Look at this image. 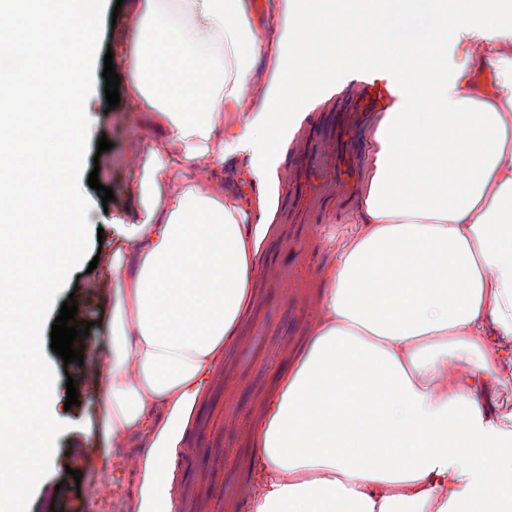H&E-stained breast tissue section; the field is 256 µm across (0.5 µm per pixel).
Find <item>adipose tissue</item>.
Masks as SVG:
<instances>
[{"mask_svg":"<svg viewBox=\"0 0 512 512\" xmlns=\"http://www.w3.org/2000/svg\"><path fill=\"white\" fill-rule=\"evenodd\" d=\"M510 11L285 0L264 25L251 0H133L125 95L160 137L137 150L131 217L112 220L111 355L85 435L103 468L149 436L136 512L178 510L181 439L280 231L282 134L303 119L289 103L369 61L400 96L374 129L354 230L316 276L318 321L263 401L250 512H512V412L496 403L512 386ZM476 32L480 50L449 73L433 45ZM246 103L242 123L220 124ZM227 163L229 182L201 181Z\"/></svg>","mask_w":512,"mask_h":512,"instance_id":"obj_1","label":"adipose tissue"}]
</instances>
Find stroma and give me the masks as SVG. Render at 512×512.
Returning a JSON list of instances; mask_svg holds the SVG:
<instances>
[{
  "instance_id": "obj_1",
  "label": "stroma",
  "mask_w": 512,
  "mask_h": 512,
  "mask_svg": "<svg viewBox=\"0 0 512 512\" xmlns=\"http://www.w3.org/2000/svg\"><path fill=\"white\" fill-rule=\"evenodd\" d=\"M115 4L116 0H107L95 59L94 92L88 99L94 130L106 135L112 148L101 153L96 141H89L84 166L85 171H98L101 185L115 195L105 203L96 190L86 191L92 203L88 220L92 228L102 229L106 247L111 244L113 217L127 211L138 189L137 169L127 162L131 147L148 144L157 135L125 106L111 109L106 103L103 56L113 52L115 72L126 76L123 48L133 38L127 10H116ZM380 80L372 66L362 71L341 70L317 89L299 129L288 136L279 166L281 232L268 243L263 270L253 284L252 317L235 350L225 355L222 367L211 378L181 443L175 462L179 512H198L205 504L212 512H247L252 491V419L260 413L267 389L292 362L318 317L312 279L333 260L353 228L358 186L368 168L370 132L384 110L383 105L366 100L363 85ZM113 288L105 262H98L90 272L78 267L56 295L49 315L57 317L59 305L75 296L78 320L91 324L90 340L108 349ZM44 354L57 377L58 398H65L66 380L71 377L79 402L64 413L71 427L56 439L51 473L35 492L29 512H82L84 499L94 494L101 478L93 445L81 431L97 417V387L89 380L86 367L64 364L49 348ZM76 470L81 471V480L73 479Z\"/></svg>"
}]
</instances>
